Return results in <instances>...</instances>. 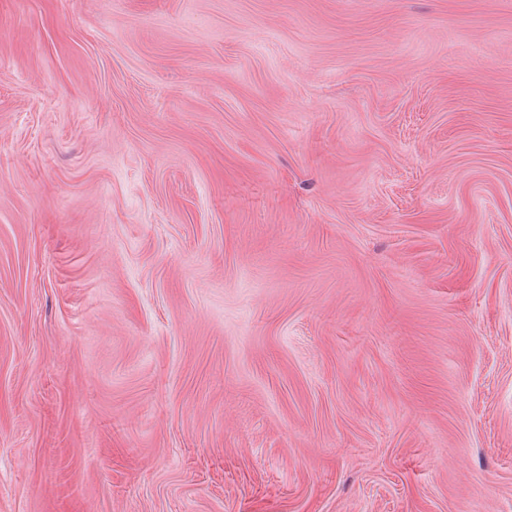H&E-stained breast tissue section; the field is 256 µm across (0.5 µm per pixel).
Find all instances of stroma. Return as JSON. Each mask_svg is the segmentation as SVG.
Segmentation results:
<instances>
[{
    "mask_svg": "<svg viewBox=\"0 0 512 512\" xmlns=\"http://www.w3.org/2000/svg\"><path fill=\"white\" fill-rule=\"evenodd\" d=\"M0 512H512V0H0Z\"/></svg>",
    "mask_w": 512,
    "mask_h": 512,
    "instance_id": "35a3bbf8",
    "label": "stroma"
}]
</instances>
